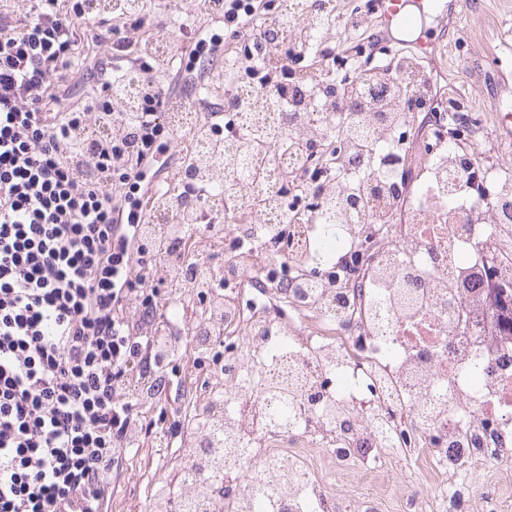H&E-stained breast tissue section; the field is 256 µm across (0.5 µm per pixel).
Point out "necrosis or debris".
<instances>
[{
    "label": "necrosis or debris",
    "instance_id": "4bbe7bcc",
    "mask_svg": "<svg viewBox=\"0 0 512 512\" xmlns=\"http://www.w3.org/2000/svg\"><path fill=\"white\" fill-rule=\"evenodd\" d=\"M102 0L97 19L158 15L150 37H132L135 58L113 75L111 109L90 113L71 134L84 180L108 184L87 163L112 142L132 153L144 105L159 97L158 122L176 157L173 177L150 193L145 237L151 254L133 280L155 289L162 322L146 323L148 383L128 378L124 396L140 414L124 452L156 449L161 477L149 512H382L379 490H336L389 466L406 474V512H500L474 477L495 470L512 482V328L498 324L494 289L512 286V162L459 159L449 128L494 129L466 82L444 72L512 36L469 0L479 37L453 53L407 44L378 61L355 53L377 35L360 0H273L241 40L205 65L188 91L168 78L177 47L221 8L220 0ZM305 78L301 101L265 104L256 80L273 59ZM393 76L415 109L385 107L350 119L336 91L355 74ZM362 130L367 160H342ZM265 132L260 174L228 167L251 134ZM223 174L227 195L198 173ZM483 174L484 192L466 180ZM336 199L344 219L326 223ZM185 366L191 394L177 438L151 424L168 388L169 364ZM234 443L226 480L202 458Z\"/></svg>",
    "mask_w": 512,
    "mask_h": 512
}]
</instances>
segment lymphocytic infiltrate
Returning a JSON list of instances; mask_svg holds the SVG:
<instances>
[{"label":"lymphocytic infiltrate","mask_w":512,"mask_h":512,"mask_svg":"<svg viewBox=\"0 0 512 512\" xmlns=\"http://www.w3.org/2000/svg\"><path fill=\"white\" fill-rule=\"evenodd\" d=\"M0 9V512H107L135 411L125 375L148 339L126 314L148 243L146 171L166 166L148 122L113 191L82 181L56 105L73 77L84 0ZM141 19L88 37L127 60Z\"/></svg>","instance_id":"obj_1"}]
</instances>
